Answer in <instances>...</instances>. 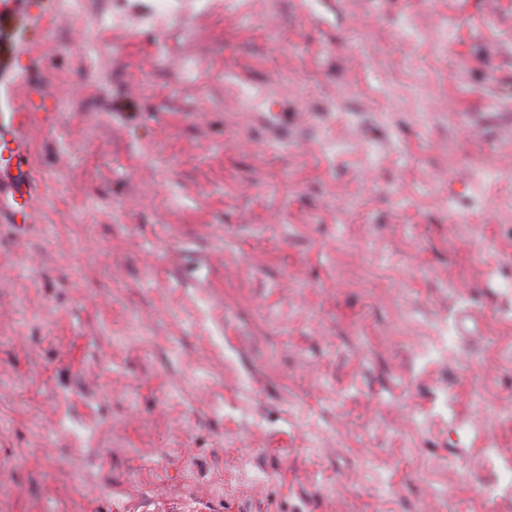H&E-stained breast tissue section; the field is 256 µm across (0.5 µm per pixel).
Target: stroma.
Returning <instances> with one entry per match:
<instances>
[{"instance_id":"35a3bbf8","label":"stroma","mask_w":512,"mask_h":512,"mask_svg":"<svg viewBox=\"0 0 512 512\" xmlns=\"http://www.w3.org/2000/svg\"><path fill=\"white\" fill-rule=\"evenodd\" d=\"M0 512H512V0H22ZM27 100H11L9 112H0V131L7 127L10 139L5 141L0 134V214H7L11 224H32V215L36 201L34 182L23 170L29 151L30 140L27 129L31 122V114L27 112ZM7 152V157L4 153ZM17 173L12 174L13 164ZM9 180L11 199L3 192L4 177Z\"/></svg>"}]
</instances>
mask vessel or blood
I'll return each instance as SVG.
<instances>
[{
  "label": "vessel or blood",
  "mask_w": 512,
  "mask_h": 512,
  "mask_svg": "<svg viewBox=\"0 0 512 512\" xmlns=\"http://www.w3.org/2000/svg\"><path fill=\"white\" fill-rule=\"evenodd\" d=\"M27 106V101L16 100L9 103L7 111L0 112V128L10 131L9 139L0 138V180L9 181L8 193L0 192V213L7 214L13 224L30 223L36 205L34 183L25 170L31 122Z\"/></svg>",
  "instance_id": "1"
}]
</instances>
